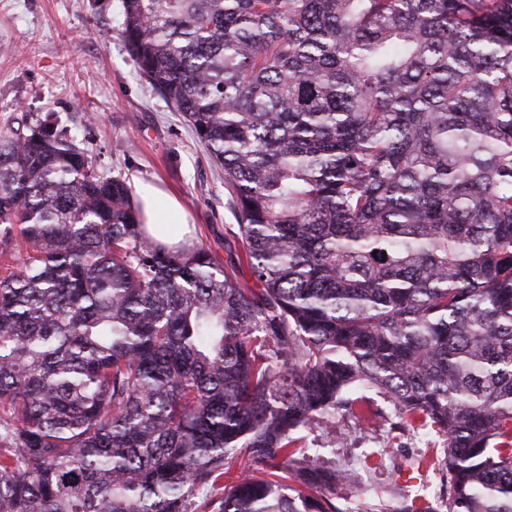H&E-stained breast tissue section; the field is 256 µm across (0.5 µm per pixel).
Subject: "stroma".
Listing matches in <instances>:
<instances>
[{
	"label": "stroma",
	"instance_id": "1",
	"mask_svg": "<svg viewBox=\"0 0 512 512\" xmlns=\"http://www.w3.org/2000/svg\"><path fill=\"white\" fill-rule=\"evenodd\" d=\"M120 0H0V125L32 113H54L101 171L177 196L190 239L218 259L236 250L225 238L235 216L224 190V173L175 112L139 74L119 35ZM382 417L359 420L337 411L336 432H306L307 448L323 460L351 469L354 482L332 496L343 512H398L419 500L446 512L437 470L427 466L436 433L395 426L382 397ZM403 472L411 483L398 482Z\"/></svg>",
	"mask_w": 512,
	"mask_h": 512
}]
</instances>
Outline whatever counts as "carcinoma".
I'll list each match as a JSON object with an SVG mask.
<instances>
[{
  "instance_id": "obj_1",
  "label": "carcinoma",
  "mask_w": 512,
  "mask_h": 512,
  "mask_svg": "<svg viewBox=\"0 0 512 512\" xmlns=\"http://www.w3.org/2000/svg\"><path fill=\"white\" fill-rule=\"evenodd\" d=\"M121 9L240 252L161 245L53 114L0 128V512H342L297 434L366 390L445 438L447 512H512V0Z\"/></svg>"
}]
</instances>
